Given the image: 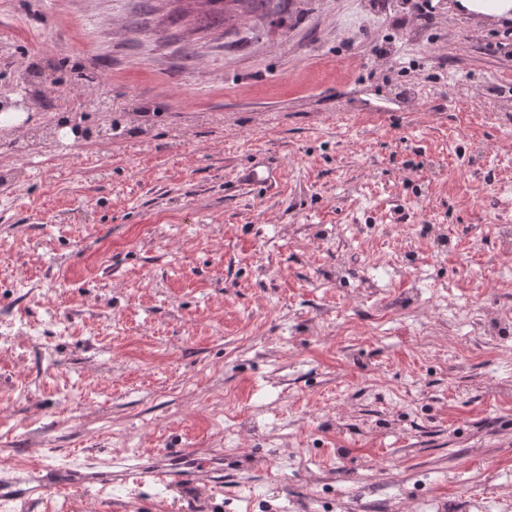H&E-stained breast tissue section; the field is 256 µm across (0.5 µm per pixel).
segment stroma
<instances>
[{
  "label": "stroma",
  "mask_w": 512,
  "mask_h": 512,
  "mask_svg": "<svg viewBox=\"0 0 512 512\" xmlns=\"http://www.w3.org/2000/svg\"><path fill=\"white\" fill-rule=\"evenodd\" d=\"M24 77L93 136L0 134V467L224 460L70 512H512L511 22L0 0Z\"/></svg>",
  "instance_id": "stroma-1"
}]
</instances>
